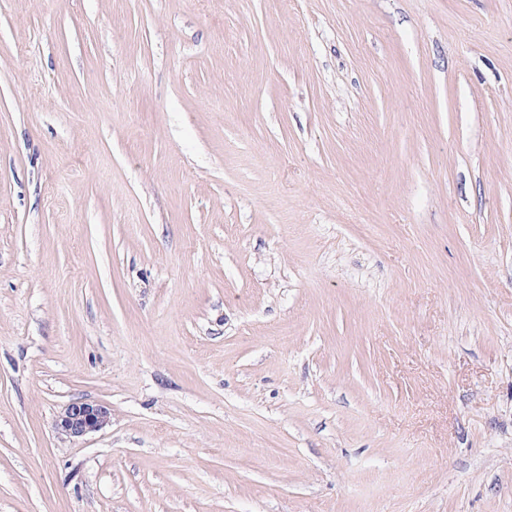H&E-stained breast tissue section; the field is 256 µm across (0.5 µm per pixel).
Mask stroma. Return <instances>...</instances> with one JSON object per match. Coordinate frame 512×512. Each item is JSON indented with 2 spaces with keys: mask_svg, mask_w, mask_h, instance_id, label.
I'll return each mask as SVG.
<instances>
[{
  "mask_svg": "<svg viewBox=\"0 0 512 512\" xmlns=\"http://www.w3.org/2000/svg\"><path fill=\"white\" fill-rule=\"evenodd\" d=\"M0 512H512V0H0ZM111 416V410L105 405L75 400L58 414L55 429L70 438H82L104 429L110 423Z\"/></svg>",
  "mask_w": 512,
  "mask_h": 512,
  "instance_id": "obj_1",
  "label": "stroma"
}]
</instances>
